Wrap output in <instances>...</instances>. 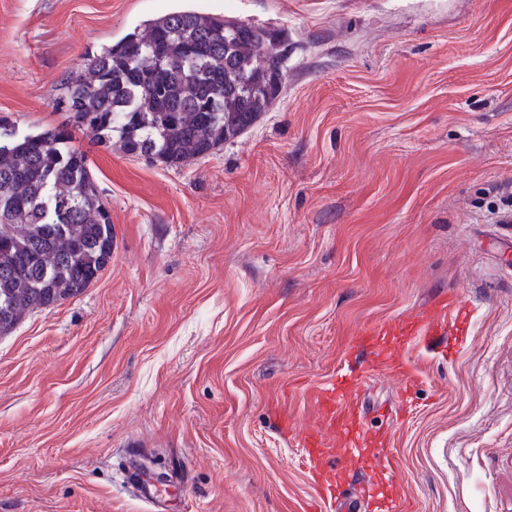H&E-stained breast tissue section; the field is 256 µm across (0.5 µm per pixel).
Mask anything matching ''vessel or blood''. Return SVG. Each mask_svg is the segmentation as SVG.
Instances as JSON below:
<instances>
[{"label": "vessel or blood", "instance_id": "b4317fda", "mask_svg": "<svg viewBox=\"0 0 512 512\" xmlns=\"http://www.w3.org/2000/svg\"><path fill=\"white\" fill-rule=\"evenodd\" d=\"M468 317L467 304L451 295L408 317L364 327L354 336L350 349L351 355L361 358L363 372L348 368L340 376L319 384L303 385L311 415L308 426L298 434V446L308 464L316 494L301 505L300 512H322L326 499L338 492L342 476L336 459L340 450L347 447L378 449L373 468L387 480L391 498L401 501L402 512H414V501L394 479V454L388 433L363 425L358 405L362 383L365 375L392 372L403 383V395H410L422 382L423 372L404 350L386 351L384 337L397 333L413 342L433 343L438 337L453 335ZM351 504L356 508L366 507L368 512H383L386 506L369 481L355 488Z\"/></svg>", "mask_w": 512, "mask_h": 512}]
</instances>
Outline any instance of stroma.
Segmentation results:
<instances>
[{
    "label": "stroma",
    "mask_w": 512,
    "mask_h": 512,
    "mask_svg": "<svg viewBox=\"0 0 512 512\" xmlns=\"http://www.w3.org/2000/svg\"><path fill=\"white\" fill-rule=\"evenodd\" d=\"M194 9L288 47L246 133L180 166L72 130L112 216V260L0 335V512H297L314 488L296 380L337 373L368 321L457 292L447 355L394 429L418 512H512V0H0V117L61 125L64 78L145 21ZM399 380H369L371 425Z\"/></svg>",
    "instance_id": "obj_1"
}]
</instances>
